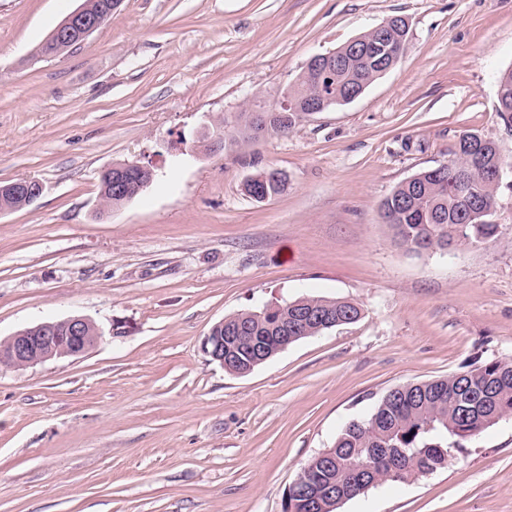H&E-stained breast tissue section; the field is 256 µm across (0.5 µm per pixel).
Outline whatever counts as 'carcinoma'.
<instances>
[{
    "label": "carcinoma",
    "instance_id": "cac0c4a2",
    "mask_svg": "<svg viewBox=\"0 0 512 512\" xmlns=\"http://www.w3.org/2000/svg\"><path fill=\"white\" fill-rule=\"evenodd\" d=\"M379 64L355 58L330 77L336 91L350 92L369 86L382 73ZM505 107L498 113L503 123L512 122V69L498 79ZM265 134L286 136L301 116L297 112H271ZM214 127L233 143L260 137L252 114L237 112L222 117ZM464 132L448 151L447 166L429 168L400 183L382 203L385 223L394 239L413 250H446L448 245L472 246L495 235L489 223L495 211L500 184L487 172L503 166L512 169V157L501 149L479 150L468 143ZM281 180L274 173H259L245 184V192L276 195ZM101 198L109 210L123 207L141 192L137 179H127L124 193L115 190L112 177L100 175ZM315 311L325 318L350 324L360 308L344 299L307 297L259 310L238 312L224 318V335L236 336L247 326L251 339H266L267 355L278 353L272 336L288 335L297 342L328 330L315 322L301 323L299 317ZM512 416V358H495L461 373L408 384L400 392H386L368 414L351 420L333 446L313 455L302 467L315 476L325 494L315 512H336L340 504L366 494L374 476L380 483L405 482L443 468L451 456L465 452L466 443L479 438L500 420Z\"/></svg>",
    "mask_w": 512,
    "mask_h": 512
}]
</instances>
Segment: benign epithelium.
<instances>
[{"mask_svg":"<svg viewBox=\"0 0 512 512\" xmlns=\"http://www.w3.org/2000/svg\"><path fill=\"white\" fill-rule=\"evenodd\" d=\"M122 3L123 0H110L96 13L89 11L84 5L73 11L46 39V43L55 47V51L48 53L47 57H57L83 43L119 9ZM371 32L373 40L361 49V55H368L382 62L388 59L389 66H394L401 58L406 38L394 40L385 22L373 27ZM342 55L344 50L339 48L310 58L307 67L319 75L320 81L315 95L307 103L299 104L297 97L289 92L284 93L282 98L272 105L253 103L250 111L255 113L259 126L266 127L270 112H304L310 116L358 98L361 95L359 91L344 95L329 92L322 81V78L340 66ZM4 190L23 197L28 203H34L42 196L43 185L37 179L26 178L4 186ZM100 339L101 332L95 324L81 316L41 322L0 340V366L19 369L52 359L77 357L91 350ZM204 352L211 361L221 366L225 365L224 337L209 332L204 340Z\"/></svg>","mask_w":512,"mask_h":512,"instance_id":"1","label":"benign epithelium"}]
</instances>
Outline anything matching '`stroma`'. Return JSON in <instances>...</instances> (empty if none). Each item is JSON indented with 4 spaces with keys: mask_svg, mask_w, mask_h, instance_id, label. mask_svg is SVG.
<instances>
[{
    "mask_svg": "<svg viewBox=\"0 0 512 512\" xmlns=\"http://www.w3.org/2000/svg\"><path fill=\"white\" fill-rule=\"evenodd\" d=\"M83 0H0V338L83 316L79 357L0 368V512H282L288 486L389 389L512 356V173L494 237L415 252L381 215L466 131L512 154L497 77L512 0H123L83 44L36 50ZM394 16L399 62L285 136L209 151L202 128L277 102L309 59ZM159 179L105 213L113 164ZM279 172L267 200L245 182ZM303 297L357 304L251 373L210 361L224 317ZM338 512H512V419L428 476ZM10 183V182H7ZM4 183V184H7ZM2 184V185H4ZM16 196H22L28 203H35L43 193V185L38 179L25 178L22 181H15L3 187Z\"/></svg>",
    "mask_w": 512,
    "mask_h": 512,
    "instance_id": "35a3bbf8",
    "label": "stroma"
}]
</instances>
